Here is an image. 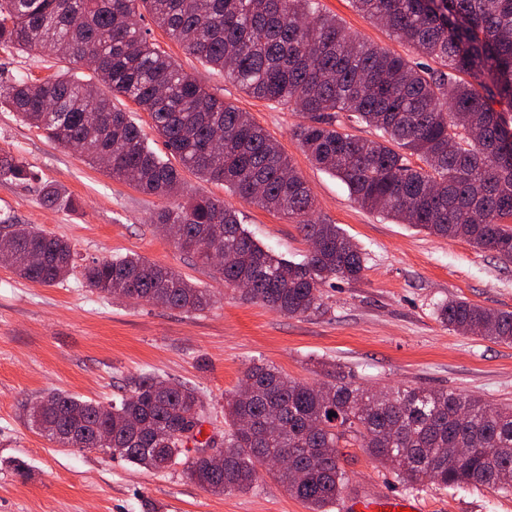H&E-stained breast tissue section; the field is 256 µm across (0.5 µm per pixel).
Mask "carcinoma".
Masks as SVG:
<instances>
[{"label": "carcinoma", "mask_w": 512, "mask_h": 512, "mask_svg": "<svg viewBox=\"0 0 512 512\" xmlns=\"http://www.w3.org/2000/svg\"><path fill=\"white\" fill-rule=\"evenodd\" d=\"M382 22L429 68L347 33L319 0H0V45L40 47L68 65L96 56L104 77L64 73L38 82L0 81V108L48 139L84 152L116 180L163 199L183 185L180 169L222 184L243 202L283 214L314 249L294 263L256 244L238 211L198 194L164 206L154 223L177 248L217 271L228 288L288 316L324 308L321 285L358 281L360 247L336 224L309 219L315 201L279 143L247 112L209 92L138 25L139 9L189 55L224 71L249 96L294 105L309 117L296 132L317 167L340 178L360 206L512 260V0H350ZM149 112L176 168L144 141L112 98ZM500 109H495V106ZM345 112L380 132L363 139L336 125ZM417 156L423 165L414 166ZM0 180H38L23 161L0 155ZM41 203L73 210L57 183L39 185ZM0 243L22 279L53 285L69 275L71 243L34 224H5ZM88 286L132 303L162 301L203 311L213 295L171 267L138 255L94 260ZM467 334L512 344V312L464 299L437 308ZM243 397H224L229 430L224 464L209 467L204 404L187 385L152 375L132 379L108 406L54 392L26 409L31 427L63 448H95L146 470L182 466L214 494L243 491L267 469L310 512H327L348 487L341 449L366 448L409 485L512 490V406L463 393L407 388L378 392L350 383L290 380L254 364ZM334 416H329V413ZM250 428H241L242 422ZM466 449L462 457L457 450Z\"/></svg>", "instance_id": "cac0c4a2"}]
</instances>
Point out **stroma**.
Instances as JSON below:
<instances>
[{
    "label": "stroma",
    "instance_id": "stroma-1",
    "mask_svg": "<svg viewBox=\"0 0 512 512\" xmlns=\"http://www.w3.org/2000/svg\"><path fill=\"white\" fill-rule=\"evenodd\" d=\"M321 7L348 33L416 59L412 47L348 0H321ZM139 25L186 72L277 140L309 185L316 218L339 225L363 249L366 269L361 280L324 285L321 315L291 317L248 300L156 229L152 215L160 199L112 179L0 109V154L63 184L78 203L73 211L50 209L40 204L36 184L0 181V221L38 225L76 251L73 270L51 286L22 279L0 263V512H309L268 475L249 491L215 495L190 482L179 466L157 473L94 449L59 447L23 417L25 405L56 391L107 405L120 401L132 378L151 373L195 388L207 431L218 433L226 428L225 394L260 362L297 381L323 383L338 375L375 390L412 386L512 405V344L448 329L436 314L441 302L458 297L512 311V262L361 207L339 178L309 162L295 135L304 113L245 95L223 72L186 54L149 15ZM64 68L47 53L0 49V79L43 80ZM182 176L184 196L223 199L238 210L253 240L288 260H303L308 244L293 221L191 171ZM130 253L209 289L213 305L196 312L134 305L88 288L85 265ZM18 462L24 472L15 470ZM342 466L353 494L415 498L422 512H512V492L408 487L363 448L344 449Z\"/></svg>",
    "mask_w": 512,
    "mask_h": 512
}]
</instances>
